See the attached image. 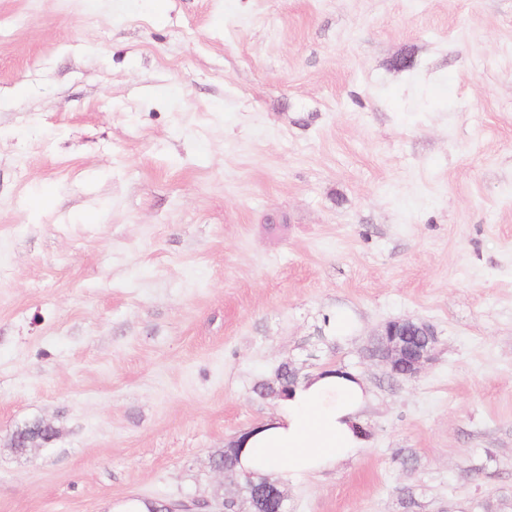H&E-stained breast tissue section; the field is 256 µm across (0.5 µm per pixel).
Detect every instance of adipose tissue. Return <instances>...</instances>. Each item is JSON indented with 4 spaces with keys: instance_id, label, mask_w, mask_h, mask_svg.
<instances>
[{
    "instance_id": "obj_1",
    "label": "adipose tissue",
    "mask_w": 512,
    "mask_h": 512,
    "mask_svg": "<svg viewBox=\"0 0 512 512\" xmlns=\"http://www.w3.org/2000/svg\"><path fill=\"white\" fill-rule=\"evenodd\" d=\"M370 400L348 370L327 367L302 378L272 417L235 437L239 473H271L288 483L357 458L366 445L363 412Z\"/></svg>"
}]
</instances>
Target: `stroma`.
Returning <instances> with one entry per match:
<instances>
[{
  "label": "stroma",
  "mask_w": 512,
  "mask_h": 512,
  "mask_svg": "<svg viewBox=\"0 0 512 512\" xmlns=\"http://www.w3.org/2000/svg\"><path fill=\"white\" fill-rule=\"evenodd\" d=\"M284 362L373 396L288 512H512V0H0V512L235 493ZM412 323L413 321L409 319H395L387 322L374 335L376 336L375 342L368 350L369 357L385 364L393 377L414 378L433 359L434 350L438 343L434 328L428 324L420 323L423 335L428 336L431 344L420 353L413 354L407 342L408 334L406 333V328ZM288 363H282L275 371L273 377L258 381L253 392L263 399H276L284 394L288 388L298 382L297 371Z\"/></svg>",
  "instance_id": "stroma-1"
}]
</instances>
